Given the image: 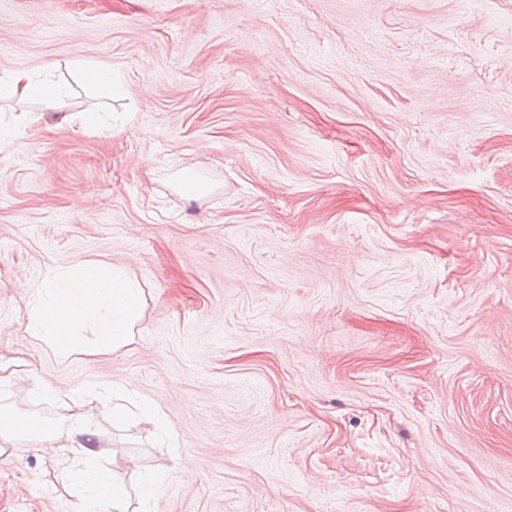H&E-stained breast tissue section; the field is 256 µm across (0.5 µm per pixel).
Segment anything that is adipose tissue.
I'll return each mask as SVG.
<instances>
[{"instance_id": "adipose-tissue-1", "label": "adipose tissue", "mask_w": 512, "mask_h": 512, "mask_svg": "<svg viewBox=\"0 0 512 512\" xmlns=\"http://www.w3.org/2000/svg\"><path fill=\"white\" fill-rule=\"evenodd\" d=\"M10 96L36 100L45 108H54L62 88L46 76L20 71L5 83ZM26 330L60 359L83 353L76 340L78 331L95 322L102 349L116 350L135 340V325L144 309V291L123 270L101 262L83 264L77 276L51 275L40 287L29 289ZM99 395L112 413L113 426L123 425L131 410L141 420L168 433L169 423L154 405L124 384L102 387ZM28 436L53 443L61 476L77 490L76 512H126L124 490L100 463L97 433L80 417H64L54 425L39 429L29 417L0 406V438Z\"/></svg>"}]
</instances>
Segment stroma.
Here are the masks:
<instances>
[{"instance_id": "obj_1", "label": "stroma", "mask_w": 512, "mask_h": 512, "mask_svg": "<svg viewBox=\"0 0 512 512\" xmlns=\"http://www.w3.org/2000/svg\"><path fill=\"white\" fill-rule=\"evenodd\" d=\"M48 67L56 109L0 99V405L166 471L152 512H512V0H0V78ZM93 260L136 341L63 361L28 291ZM75 502L46 443L0 455V512ZM81 72L86 84L102 92L112 90L118 82V76L112 69L97 63H84L81 66ZM99 395L105 406H108L112 413V425L119 427L123 425L132 411L138 410L141 420L154 427L161 433L167 434L170 430L169 423L163 419L154 405L141 398L137 392L125 384H112L100 387Z\"/></svg>"}]
</instances>
